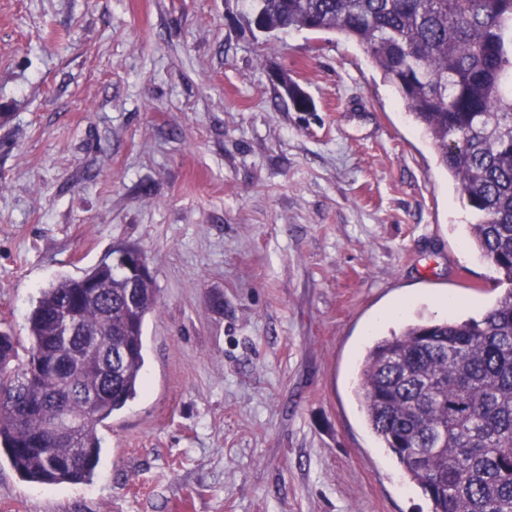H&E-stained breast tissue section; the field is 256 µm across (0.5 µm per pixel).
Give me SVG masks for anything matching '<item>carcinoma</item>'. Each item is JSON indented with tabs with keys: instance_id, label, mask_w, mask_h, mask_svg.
Masks as SVG:
<instances>
[{
	"instance_id": "obj_1",
	"label": "carcinoma",
	"mask_w": 512,
	"mask_h": 512,
	"mask_svg": "<svg viewBox=\"0 0 512 512\" xmlns=\"http://www.w3.org/2000/svg\"><path fill=\"white\" fill-rule=\"evenodd\" d=\"M267 33L314 29L360 45L432 140L475 214L470 242L509 288L481 318L406 323L368 347L356 395L372 432L432 503L431 512H512V0H248ZM95 302L82 279L41 290L20 357L0 332V447L24 478L91 479L98 426L133 399L144 366L152 280L127 300L129 273L109 265ZM71 301L73 336L57 315ZM124 346L107 374L84 352Z\"/></svg>"
}]
</instances>
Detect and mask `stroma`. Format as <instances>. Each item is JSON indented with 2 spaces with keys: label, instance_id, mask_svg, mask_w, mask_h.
<instances>
[{
  "label": "stroma",
  "instance_id": "obj_1",
  "mask_svg": "<svg viewBox=\"0 0 512 512\" xmlns=\"http://www.w3.org/2000/svg\"><path fill=\"white\" fill-rule=\"evenodd\" d=\"M246 0H0V330L125 246L143 387L79 484L0 450V512H430L368 429L367 346L503 294L453 177L363 48ZM285 72L312 101L278 97Z\"/></svg>",
  "mask_w": 512,
  "mask_h": 512
}]
</instances>
